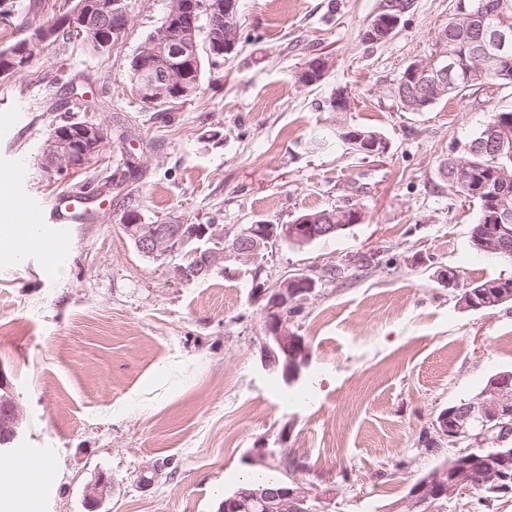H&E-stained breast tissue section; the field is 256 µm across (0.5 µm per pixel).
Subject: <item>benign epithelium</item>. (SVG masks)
Instances as JSON below:
<instances>
[{"mask_svg": "<svg viewBox=\"0 0 512 512\" xmlns=\"http://www.w3.org/2000/svg\"><path fill=\"white\" fill-rule=\"evenodd\" d=\"M238 4L239 0H172L160 35L139 55L140 78L135 94L142 104L153 107L172 98L183 99L194 92L191 65L186 59L197 55L200 31H208L207 43L216 56L236 52L237 40L230 24L236 20ZM203 19L206 26L201 28L199 22ZM462 20L464 25L478 32L476 57L484 66L493 67L512 53V19L502 16L491 27L485 24L484 16L474 10ZM50 23L65 29L73 40H83L86 34L98 30L106 32L108 36L100 39L101 48L106 49L112 45L110 33L120 36L126 30L129 15L119 0L106 6L98 0H81L71 11L56 15ZM49 39L46 26L34 32L20 45L12 61L0 66V75L9 77L25 69L30 62V50ZM456 67V54L444 39L432 58L413 62L412 81L406 90L418 98L429 96L453 81ZM78 132L76 141L65 129L48 137L43 152L44 171L49 178L83 168L97 153L104 137L102 127L88 121L79 126ZM491 221L498 224V233L492 237L494 244L483 247L482 251L504 252L509 246L512 207L503 203L492 214ZM124 228L139 252L160 258L177 253L179 244L189 235L186 225L174 221L126 224ZM277 229L278 237L303 245L310 238L336 231V225L315 216H302L293 224L277 225ZM267 242L266 226L262 224L255 231L235 236L234 255L254 261ZM315 288L316 281L312 277L294 274L275 288L253 289L265 300L263 362L271 368L283 365V377L288 384L299 378L308 362V350L303 337L290 329L286 310L307 299ZM435 429L443 438L465 436L477 442L494 443L496 447L481 456L466 450L458 452L448 466L434 468L419 478L410 487L401 507L407 512H435L436 504L484 486L491 487L501 499L512 496V448L503 446L509 440L507 432L512 430V373L491 376L480 393L441 416ZM314 499L311 491L304 487L242 489L224 503V510L248 512L251 503L262 502L270 512H308L307 506Z\"/></svg>", "mask_w": 512, "mask_h": 512, "instance_id": "1", "label": "benign epithelium"}]
</instances>
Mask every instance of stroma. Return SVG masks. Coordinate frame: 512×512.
Returning <instances> with one entry per match:
<instances>
[{
  "mask_svg": "<svg viewBox=\"0 0 512 512\" xmlns=\"http://www.w3.org/2000/svg\"><path fill=\"white\" fill-rule=\"evenodd\" d=\"M63 3L15 0L0 48ZM129 3L110 54L44 44L25 70L0 78V114L16 118L0 137V181L20 160L19 190L45 205L137 162L111 209L72 227L62 272L40 249L0 268V369L22 417L18 445L56 467L39 512H86L101 473L111 483L100 512H218L262 452L277 477L329 497L324 512H381L453 453L447 441L423 442L439 412L512 371V303L468 310L444 283L451 270L464 285L512 277V264L476 253L477 211L439 173L490 113L512 109V85L402 108L401 73L429 57L452 0H411L380 44L362 39L380 0H239L238 53L167 122L124 74L170 0ZM319 55L332 68L313 91L297 75ZM339 89L350 111H328ZM67 119L102 125L105 144L83 169L50 180L42 147ZM341 126L382 133L388 152L312 146ZM132 199L144 223L220 224L228 240L314 210L344 207L361 219L345 234L273 241L259 262L231 256L183 282L169 269L185 255L153 259L128 238L120 217ZM298 273L317 288L290 321L309 362L289 387L261 363L264 302L252 289Z\"/></svg>",
  "mask_w": 512,
  "mask_h": 512,
  "instance_id": "35a3bbf8",
  "label": "stroma"
}]
</instances>
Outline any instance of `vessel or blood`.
Wrapping results in <instances>:
<instances>
[{"label": "vessel or blood", "instance_id": "obj_1", "mask_svg": "<svg viewBox=\"0 0 512 512\" xmlns=\"http://www.w3.org/2000/svg\"><path fill=\"white\" fill-rule=\"evenodd\" d=\"M9 199L12 208L20 215L18 225L11 228L13 236L24 243L31 228L42 229L51 254L56 258L68 253L71 225L88 223L93 212L101 210L103 204L100 193L88 188L59 195L45 206L33 203L15 190L11 191ZM52 478L51 471L32 458L12 476L11 481L34 489L49 483Z\"/></svg>", "mask_w": 512, "mask_h": 512}]
</instances>
